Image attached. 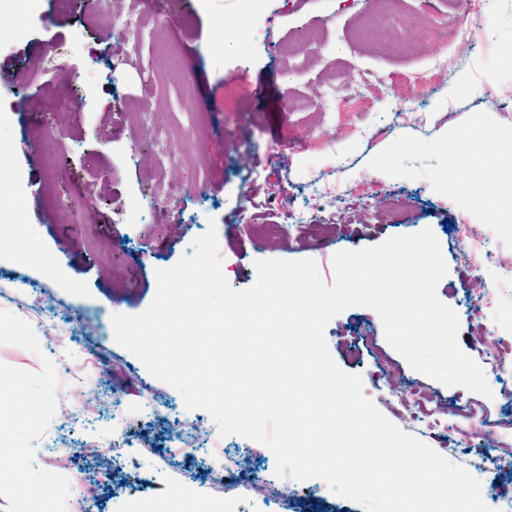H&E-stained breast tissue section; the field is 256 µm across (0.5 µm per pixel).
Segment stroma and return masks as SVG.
I'll return each instance as SVG.
<instances>
[{
    "mask_svg": "<svg viewBox=\"0 0 512 512\" xmlns=\"http://www.w3.org/2000/svg\"><path fill=\"white\" fill-rule=\"evenodd\" d=\"M380 7L169 0L163 24L149 0H97L91 11L74 0L66 13L54 0H0V270L15 269L19 253L35 257L31 288L0 301V512H181L185 494L213 500L215 512H364L323 480L276 477L267 447L221 436L205 410L186 409L99 325L69 323L66 340L48 348L50 305L79 304L106 321L140 313L156 294V269L192 254L211 226L236 289L251 287L255 261L268 258L314 259L330 284L335 252L432 229L448 266L438 296L457 313L459 345L492 398L411 369L367 308L334 317L327 345L406 433L417 432L408 415L424 396L449 423L425 443L477 478L494 512L512 502V446L503 444L512 438V290L473 308L475 280L512 281V168H499L493 193L487 163L512 155V127L483 95L493 81L512 90V65H489L512 40V0H489L496 35L471 47L447 43L450 23H470L465 0H397L384 32L368 27ZM137 15L149 24L124 38ZM340 75L342 98L333 91ZM377 128L384 136L370 137ZM478 138L481 154L449 160V148ZM169 148L178 161L165 160ZM328 184L338 196H321ZM466 187L488 215L470 229L477 249L498 255L476 273L457 225L470 207ZM280 202L331 234L278 222ZM138 206L142 221L128 223ZM252 224L273 225L272 237L253 238ZM15 389L28 396L24 409L10 401ZM179 422L201 429L189 459L154 446ZM47 441L51 455L23 456ZM220 455L274 480L276 495L215 492Z\"/></svg>",
    "mask_w": 512,
    "mask_h": 512,
    "instance_id": "1",
    "label": "stroma"
}]
</instances>
